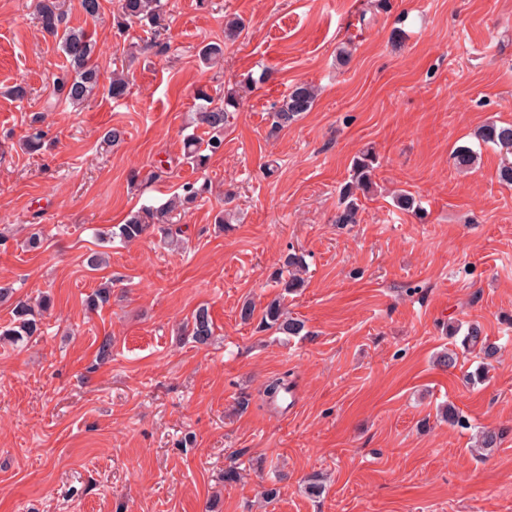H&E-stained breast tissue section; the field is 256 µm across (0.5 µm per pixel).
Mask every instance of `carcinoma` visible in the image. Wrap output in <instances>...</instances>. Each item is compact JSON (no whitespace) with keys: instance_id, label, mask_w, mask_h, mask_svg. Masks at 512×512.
<instances>
[{"instance_id":"cac0c4a2","label":"carcinoma","mask_w":512,"mask_h":512,"mask_svg":"<svg viewBox=\"0 0 512 512\" xmlns=\"http://www.w3.org/2000/svg\"><path fill=\"white\" fill-rule=\"evenodd\" d=\"M118 9L125 19L135 20L154 30L165 28L163 0H118ZM36 10L42 31L58 40L67 62L66 68L55 78L56 92L71 105L81 106L100 86V74L93 62L95 43L83 29L65 25V13L59 7V0H37ZM223 56L224 48L218 43L208 44L200 51V57L209 65L220 62ZM128 86V77L124 72L115 71L109 77L108 94L120 99L127 94ZM197 100V120L205 128L206 137L191 134L185 138L184 147L187 159L202 166L212 156L224 151V128L232 114L239 109L241 97L236 89L229 88L224 92V102L220 105L213 104L211 96L204 90L197 92ZM314 102L315 92L310 84L295 85L287 98L273 107L268 135L274 137L291 126L303 113L312 109ZM479 139L512 155V125L489 123L480 130ZM455 161L459 169L469 170L475 164V153L467 146H460L455 152ZM375 162L376 158L369 151L353 158L350 180L341 189L342 202L336 213V224L344 226L358 222L360 204L357 192H363L373 185ZM200 194V189L187 183L169 204L158 208L144 207L131 213L125 223L112 227L110 236L130 243L156 230L169 243H176L178 232L171 227L170 213L177 207L189 210ZM304 267L306 263L302 256L289 253L281 265L272 271L271 280L282 288L283 293L262 309V327L285 336H298L304 330V324L290 317L284 306L286 296L305 286V280L294 273V269ZM40 334L41 321L36 317L32 305L25 300H17L13 306V326L0 331V340L5 338L18 344ZM185 335L198 346L210 344L214 326L208 309L200 307L192 313L185 325ZM464 344L480 346L481 352L487 357L496 352V346L488 342L477 327L471 328L464 336ZM290 389L288 374L274 378L264 388L265 401L276 405Z\"/></svg>"}]
</instances>
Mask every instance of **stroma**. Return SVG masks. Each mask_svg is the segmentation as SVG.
Instances as JSON below:
<instances>
[{
  "label": "stroma",
  "mask_w": 512,
  "mask_h": 512,
  "mask_svg": "<svg viewBox=\"0 0 512 512\" xmlns=\"http://www.w3.org/2000/svg\"><path fill=\"white\" fill-rule=\"evenodd\" d=\"M165 3L157 35L116 0L94 18L68 0L102 72L129 78L126 98L76 108L55 95L65 59L33 0H0V281L53 301L41 335L0 341V512H512V186L477 137L512 124V0ZM235 14L246 29L228 43ZM211 42L223 67L198 57ZM249 75L223 152L193 168L196 88L219 103ZM299 83L317 89L313 108L269 137ZM40 113L46 147L31 154ZM114 127L124 140L109 147ZM460 146L477 156L466 172ZM365 150L373 186L357 223L337 226ZM188 182L208 189L176 218L179 250L106 238ZM402 190L415 209L396 206ZM227 208L236 219L218 227ZM37 231L42 249L25 250ZM93 250L107 255L96 271ZM291 252L307 286L285 306L306 335L240 323L244 301L276 296L268 275ZM106 282L108 303L88 309ZM201 306L216 325L206 347L178 334ZM474 324L495 357L464 345ZM446 349L456 367L437 364ZM282 374L294 388L280 412L262 391ZM448 404L465 426L440 417ZM484 429L502 431L497 447L476 449Z\"/></svg>",
  "instance_id": "stroma-1"
}]
</instances>
